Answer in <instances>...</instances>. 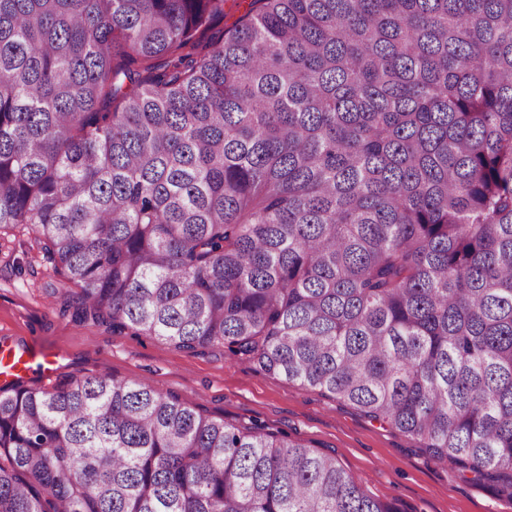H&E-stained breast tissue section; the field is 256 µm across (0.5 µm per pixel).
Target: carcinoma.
I'll return each mask as SVG.
<instances>
[{"instance_id":"cac0c4a2","label":"carcinoma","mask_w":512,"mask_h":512,"mask_svg":"<svg viewBox=\"0 0 512 512\" xmlns=\"http://www.w3.org/2000/svg\"><path fill=\"white\" fill-rule=\"evenodd\" d=\"M0 0V232L78 323L224 346L512 498V0ZM0 512H400L143 381L0 387ZM249 2V0H227L225 5L224 20H219L214 25L210 34L217 37L224 32V28L231 27L237 21V19L242 14H244L245 10L248 8Z\"/></svg>"}]
</instances>
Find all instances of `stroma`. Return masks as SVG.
I'll return each instance as SVG.
<instances>
[{"instance_id":"stroma-1","label":"stroma","mask_w":512,"mask_h":512,"mask_svg":"<svg viewBox=\"0 0 512 512\" xmlns=\"http://www.w3.org/2000/svg\"><path fill=\"white\" fill-rule=\"evenodd\" d=\"M62 284L31 230L0 234V345L53 363L50 374H31L27 384L55 391L92 375L143 380L215 418L277 428L331 453L365 494L400 512H512V499L495 486L436 461L411 437L228 349L194 355L72 321L47 295Z\"/></svg>"}]
</instances>
